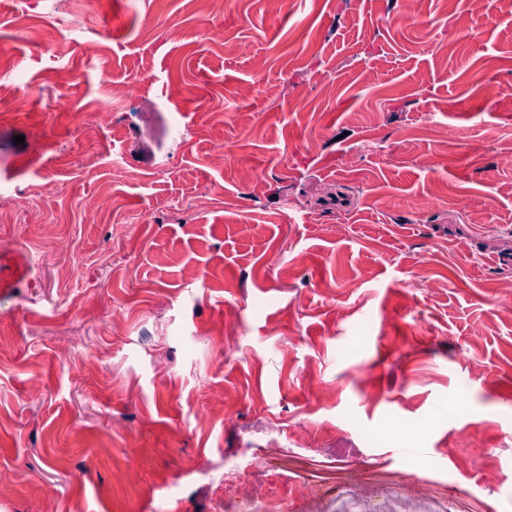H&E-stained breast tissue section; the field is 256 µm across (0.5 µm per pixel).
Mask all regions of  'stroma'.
I'll return each mask as SVG.
<instances>
[{
    "label": "stroma",
    "instance_id": "stroma-1",
    "mask_svg": "<svg viewBox=\"0 0 512 512\" xmlns=\"http://www.w3.org/2000/svg\"><path fill=\"white\" fill-rule=\"evenodd\" d=\"M64 4L58 83L54 15L0 0V73L44 88L0 99V183L34 195L0 200V512H222L258 450L298 512H446L404 472L512 512V11ZM40 44L42 45V52L37 61L42 65V70L50 72L52 75H62L65 73V78L72 80L73 75L60 70L55 65L57 56L55 54L56 42L53 37L49 34L43 35L40 39Z\"/></svg>",
    "mask_w": 512,
    "mask_h": 512
}]
</instances>
